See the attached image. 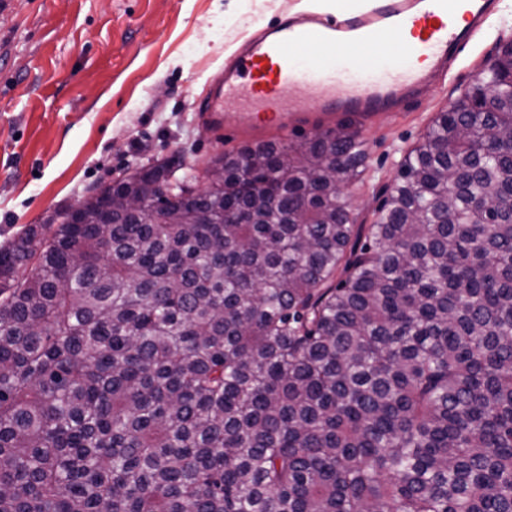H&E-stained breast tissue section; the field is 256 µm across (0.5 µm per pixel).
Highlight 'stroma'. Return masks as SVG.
I'll return each instance as SVG.
<instances>
[{"label": "stroma", "mask_w": 512, "mask_h": 512, "mask_svg": "<svg viewBox=\"0 0 512 512\" xmlns=\"http://www.w3.org/2000/svg\"><path fill=\"white\" fill-rule=\"evenodd\" d=\"M298 0H5L0 5V245L27 224H58L73 201L136 168L198 174L212 157L253 144L213 127L211 85L237 48L293 16ZM512 17L497 6L428 93L360 117L318 114L269 141L297 142L351 125L367 150L353 215L372 223L406 153L465 91Z\"/></svg>", "instance_id": "obj_1"}]
</instances>
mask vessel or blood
I'll use <instances>...</instances> for the list:
<instances>
[{
    "mask_svg": "<svg viewBox=\"0 0 512 512\" xmlns=\"http://www.w3.org/2000/svg\"><path fill=\"white\" fill-rule=\"evenodd\" d=\"M491 9L489 0H372L364 11L329 21L303 15L252 37L224 67L212 87L208 110L225 132H259L287 123L283 93L295 86L313 89L308 111L363 113L394 106L424 92L435 73L447 69L463 39L477 30ZM374 38L379 57L353 70L338 66L331 52L308 57L313 42L341 37ZM257 104L239 123L224 111L230 98Z\"/></svg>",
    "mask_w": 512,
    "mask_h": 512,
    "instance_id": "vessel-or-blood-1",
    "label": "vessel or blood"
}]
</instances>
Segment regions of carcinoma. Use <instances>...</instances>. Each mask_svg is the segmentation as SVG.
I'll list each match as a JSON object with an SVG mask.
<instances>
[{"instance_id":"carcinoma-1","label":"carcinoma","mask_w":512,"mask_h":512,"mask_svg":"<svg viewBox=\"0 0 512 512\" xmlns=\"http://www.w3.org/2000/svg\"><path fill=\"white\" fill-rule=\"evenodd\" d=\"M510 56L370 224L339 125L1 246L0 512H512Z\"/></svg>"}]
</instances>
